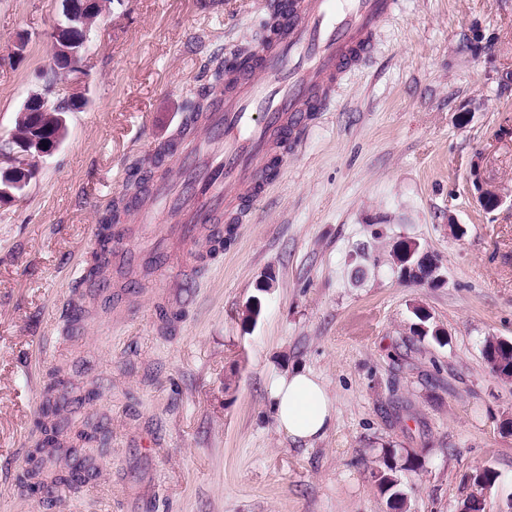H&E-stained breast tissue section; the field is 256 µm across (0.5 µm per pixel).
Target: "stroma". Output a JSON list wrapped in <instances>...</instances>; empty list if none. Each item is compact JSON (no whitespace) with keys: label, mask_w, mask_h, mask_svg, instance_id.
<instances>
[{"label":"stroma","mask_w":512,"mask_h":512,"mask_svg":"<svg viewBox=\"0 0 512 512\" xmlns=\"http://www.w3.org/2000/svg\"><path fill=\"white\" fill-rule=\"evenodd\" d=\"M266 3L112 0L87 105L0 204V512H392L374 478L390 450L420 462L399 474L401 512L512 504V382L482 355L488 337L512 340V0H398L222 252L182 280L153 268L65 329L133 164L176 134L212 55L254 50ZM58 14V0H0V145L44 88ZM404 239L440 256L438 287L400 278ZM418 307L445 343L416 335ZM60 366L94 394L72 426L102 424L108 442L83 491L49 502L20 477ZM294 370L336 399L307 447L271 411L273 379ZM485 467L498 479L481 490Z\"/></svg>","instance_id":"1"}]
</instances>
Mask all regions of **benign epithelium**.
<instances>
[{
    "instance_id": "1",
    "label": "benign epithelium",
    "mask_w": 512,
    "mask_h": 512,
    "mask_svg": "<svg viewBox=\"0 0 512 512\" xmlns=\"http://www.w3.org/2000/svg\"><path fill=\"white\" fill-rule=\"evenodd\" d=\"M60 18L52 29L53 67L62 75L63 80L71 86V99L76 103L84 101L79 87L84 81L81 74L73 71L72 62L86 57L92 41V30L85 23L84 12L102 15L107 4L112 0H83L81 8H75L71 0H60ZM49 111L45 99L40 94L31 96L21 111L17 121L36 126V136L24 144L15 147L9 154L10 166L0 168V202L10 201L22 192L35 176L41 158L51 155L64 138V131L55 136H47V132L38 127L40 113ZM408 249L405 258L411 259L419 254L413 265H404L409 274H416L427 286L437 285L443 280L442 264L435 254L419 243L407 241Z\"/></svg>"
}]
</instances>
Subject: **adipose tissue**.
<instances>
[{"instance_id":"adipose-tissue-1","label":"adipose tissue","mask_w":512,"mask_h":512,"mask_svg":"<svg viewBox=\"0 0 512 512\" xmlns=\"http://www.w3.org/2000/svg\"><path fill=\"white\" fill-rule=\"evenodd\" d=\"M277 426L293 443L323 438L336 422V401L316 374L301 371L275 378L270 387Z\"/></svg>"}]
</instances>
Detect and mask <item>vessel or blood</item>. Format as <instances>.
<instances>
[{"instance_id": "obj_1", "label": "vessel or blood", "mask_w": 512, "mask_h": 512, "mask_svg": "<svg viewBox=\"0 0 512 512\" xmlns=\"http://www.w3.org/2000/svg\"><path fill=\"white\" fill-rule=\"evenodd\" d=\"M274 29L248 68L229 75L223 95L199 123L179 128L154 149L152 177L130 211L136 223L165 219L149 248L118 226L111 257L127 265L181 258L202 262L209 231L236 221L262 199L271 165L300 146L313 113L322 111L341 76L365 61L381 22L397 0H281Z\"/></svg>"}]
</instances>
